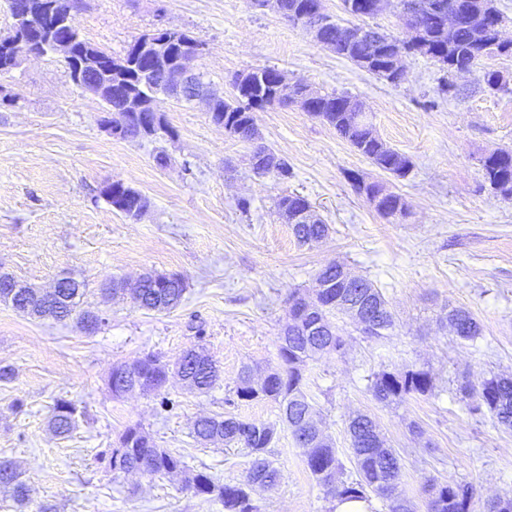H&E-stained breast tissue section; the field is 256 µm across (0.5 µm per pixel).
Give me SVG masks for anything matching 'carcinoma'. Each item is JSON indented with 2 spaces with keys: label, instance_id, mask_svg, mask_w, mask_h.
<instances>
[{
  "label": "carcinoma",
  "instance_id": "carcinoma-1",
  "mask_svg": "<svg viewBox=\"0 0 512 512\" xmlns=\"http://www.w3.org/2000/svg\"><path fill=\"white\" fill-rule=\"evenodd\" d=\"M281 2L284 10L282 19L294 26L304 29L329 18V14L323 12L322 0ZM399 2L402 7L422 14L430 21L424 44H409L369 24V20L386 10L388 0H342L343 10L352 20L323 27V40L331 45V51L352 62L360 55L373 57L367 72L384 78L393 68L395 58L410 54L443 62L449 68L464 67L473 53L481 50L488 57H512V42L506 44L499 38L497 23L503 15L492 5L494 0ZM450 3L461 13L459 26L451 34L448 33ZM18 34L25 41H39L46 53L53 51V42L57 38V32L49 22L36 29L24 27ZM84 45L86 51L115 66L111 73L114 92L112 97L103 98L107 111L115 110L117 116H122L120 110L128 94L150 101L159 92H170L172 77L158 67L151 69L140 64L136 70L122 69L119 62L130 59L133 44H128L119 57L87 41ZM276 72L277 68L273 66L252 68L248 70L250 84L247 86L239 82L242 73L237 72L231 80L232 98L214 94L208 98L214 101L212 120L223 123L226 134L253 144L249 159H256L258 163L252 170H266L285 181L292 177L288 162L259 142L255 119L241 114L243 109L254 111L278 103L272 95ZM352 105L358 107L360 103L342 94H322L315 101L310 115L333 127L342 139L382 172L397 178L405 177L412 167L410 158L388 146L381 138L372 136L370 131L354 127L349 116ZM177 136L176 129L165 120L157 123L149 134L151 139L165 141H172ZM479 162L484 182L490 189L502 196H512V149L488 151L479 157ZM372 189L378 196L376 212L380 216L395 219L408 214L409 206L402 195L387 191L386 185L380 181L375 182ZM110 205L136 219L148 209L149 201L135 189L115 182L112 184ZM308 208L307 198L296 193L282 195L276 202L279 218L291 225L293 234L302 244L318 241L329 234V225L319 216L307 213ZM316 284L310 296H304L297 290L289 292L292 322L278 340V366L258 380L248 374L239 377L236 396L240 400L269 399L279 403L282 421L291 429L298 447L303 449L308 469L333 498L364 500L367 494L373 493L386 501L388 512H415L414 505L400 490L402 458L395 449L387 446L373 420L359 414L349 423L358 478L348 481L342 477L336 448L319 428L314 405L304 391L308 362L317 354L337 352L343 347V338L330 317L344 314L357 318L362 322L358 327L361 333L381 339L388 336L394 327L388 303L371 281L350 276L340 263L322 269ZM184 290L185 281L179 274L149 273L139 280L132 292L140 307L162 311L173 308ZM84 294L85 284L81 281L74 282L70 288L52 292L42 293L30 288L15 295L0 282V302L14 310L39 317L49 316L57 321L75 319L80 325L90 316V312L81 309ZM447 319L451 331L460 339L474 341L482 335L481 324L466 310L452 308L448 310ZM172 366L178 368L183 380L202 393L213 389L219 378L217 362L204 346L199 345L183 351L172 363L157 354H147L130 362L114 364L110 377L121 376L124 385H112V396L119 398L136 389L144 395L158 393L165 388L168 370ZM432 388L429 372L417 367L400 372L383 370L375 374L370 386L374 398L386 406L399 404L411 396L430 395ZM459 391L467 401L470 414L488 412L499 424L512 428V376L494 375L478 387L462 383ZM82 415L83 411L75 402L56 401L51 416L54 432L60 436L69 435ZM193 433L203 444L221 440L226 445L246 449L252 462L244 482L226 484L204 467L193 469L184 456L159 447L139 424L127 427L119 437L118 446L112 449V472L143 470L155 475L176 474L182 477L183 490L196 497L220 502L224 512H259L253 503L252 491L273 486L281 477L280 470L268 459L269 448L277 434L276 426L233 416L203 417L195 421ZM427 487V512H512V493L488 500L477 509L476 492L470 485L433 477L427 480ZM2 491L21 510L31 502L30 489L21 473L13 462L5 459L0 460Z\"/></svg>",
  "mask_w": 512,
  "mask_h": 512
}]
</instances>
